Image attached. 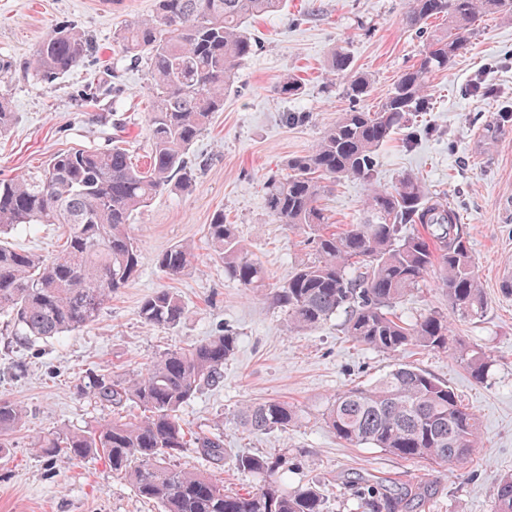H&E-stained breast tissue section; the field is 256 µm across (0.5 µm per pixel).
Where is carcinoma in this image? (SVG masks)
<instances>
[{
	"mask_svg": "<svg viewBox=\"0 0 512 512\" xmlns=\"http://www.w3.org/2000/svg\"><path fill=\"white\" fill-rule=\"evenodd\" d=\"M282 0H156L153 13L119 29L122 51L146 62L154 100L149 113L152 138L147 168L132 164L118 144L104 150L72 149L44 165L0 179V314L11 317L15 335L63 336L94 324L112 299L138 274L141 251L129 226L153 198L177 179L192 183L187 154L224 111V95L235 70L253 53L251 20L279 10ZM485 13L512 18V0H408L405 24L421 29L431 18L448 27L426 43L419 60L405 69L374 111L352 108L327 128L307 154L288 159V173L267 182V205L280 224L300 229L314 258L301 263L288 283L272 292L295 331L316 327L339 314L353 342L398 356L411 348L450 352L477 383L488 375L489 357L452 335L448 315L478 319L486 300L469 240L454 210L405 175L389 188H373L365 218L341 227L329 222L320 199L327 184L344 177L370 179L377 152L403 125L406 114L424 110L433 75L448 70L466 48L470 31ZM90 43L75 25H55L33 51L27 70L51 82L77 67ZM334 73H349L347 95L368 96L371 79L354 73L345 52L332 55ZM33 224H65L66 241L57 253L41 256L17 250L6 236ZM212 258L248 290L265 287L266 275L238 238L234 225L218 212L207 225ZM194 258L189 244H175L156 265L170 278ZM439 268L438 286L448 296V312H428L413 322L392 307ZM187 315L180 295L162 288L144 299L141 321L174 328ZM231 329L188 347L171 349L146 372L106 381L94 379L89 393L112 408V418L86 430L53 431L35 438L44 456L71 459L102 456L137 494L161 512H324L323 495L306 486L290 491L279 477L282 459L241 455L235 467L262 478L260 488L229 492L224 482L185 471L173 460L194 448L205 461L220 464L226 450L220 428L186 429L179 411L198 391L224 379V363L234 355ZM133 403L141 415L122 410ZM25 412L0 399V453L11 447L7 435ZM296 410L270 399L238 410V423L253 432H287ZM323 420L350 445L380 448L403 459L452 464L480 445L478 418L447 383L408 363L367 385L336 394ZM400 512L402 503L360 498L362 512ZM492 512H512V475L497 484Z\"/></svg>",
	"mask_w": 512,
	"mask_h": 512,
	"instance_id": "obj_1",
	"label": "carcinoma"
}]
</instances>
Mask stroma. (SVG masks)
<instances>
[{"instance_id":"1","label":"stroma","mask_w":512,"mask_h":512,"mask_svg":"<svg viewBox=\"0 0 512 512\" xmlns=\"http://www.w3.org/2000/svg\"><path fill=\"white\" fill-rule=\"evenodd\" d=\"M407 0H287L278 12L251 21L253 54L241 62L224 109L215 113L188 157L191 187L177 184L156 196L131 226L141 253L137 277L113 296L99 320L63 336L27 339L8 335L0 314V398L26 411L0 458V512H159L104 459H47L31 443L54 430L85 429L110 418L84 390L92 377L120 379L144 371L160 354L208 339L223 327L238 334L224 381L201 390L180 417L189 428L221 425L226 458L213 465L186 449L178 468L206 473L226 489L253 491L260 477L234 469L242 454L279 455L288 487L320 489L327 512H360L358 493L373 488L392 498L415 485L428 486L412 512H491L499 479L512 474V296L499 285L501 264L512 258V19L485 15L470 44L448 71L433 76L427 111L409 116L378 151L371 180L344 177L321 198L332 222L357 224L371 186L390 187L405 175L442 196L464 224L487 307L476 320L452 319L454 335L491 360L486 381H473L442 352L411 349L395 358L352 342L342 317L302 332L286 329V313L270 297L298 264L311 260L301 231L276 223L267 205L266 181L288 171L289 158L308 153L324 130L353 102L349 74H331L329 61L347 52L357 72L373 81L361 100L376 109L400 74L420 57L428 33L406 28ZM154 0H0V64L11 65L0 83L16 120L0 135V178L34 169L70 148H103L119 141L133 163L146 167L151 152L148 111L152 86L144 61L125 55L115 40L121 23L152 14ZM68 22L92 48L73 71L39 83L26 69L37 44L54 25ZM298 77L299 95H280L277 84ZM223 212L240 240L267 273L266 289L250 291L210 258L205 226ZM65 240L59 224H38L9 235L17 249L55 254ZM195 247L192 265L170 279L156 259L170 246ZM438 272L410 292L394 311L414 321L447 310ZM161 288L174 289L188 314L173 328L145 325L141 302ZM414 364L447 383L478 417L481 444L462 465L406 460L378 448H358L336 438L322 415L334 396L367 384L396 361ZM280 399L297 419L287 432L248 433L235 415L241 406Z\"/></svg>"}]
</instances>
